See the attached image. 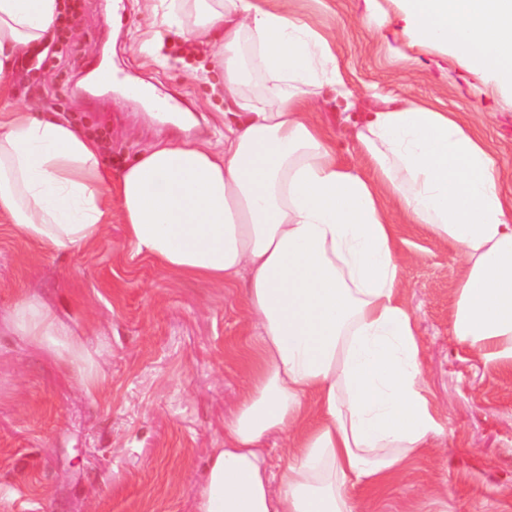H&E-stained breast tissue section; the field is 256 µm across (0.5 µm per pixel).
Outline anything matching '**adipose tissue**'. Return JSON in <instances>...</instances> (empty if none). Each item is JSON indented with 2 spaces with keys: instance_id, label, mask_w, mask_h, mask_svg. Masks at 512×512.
<instances>
[{
  "instance_id": "adipose-tissue-1",
  "label": "adipose tissue",
  "mask_w": 512,
  "mask_h": 512,
  "mask_svg": "<svg viewBox=\"0 0 512 512\" xmlns=\"http://www.w3.org/2000/svg\"><path fill=\"white\" fill-rule=\"evenodd\" d=\"M403 32L512 93V0H398ZM63 0H0V96L22 59L49 46ZM162 21L213 34L224 149L163 137L112 171L65 119L0 113V216L54 252L92 246L112 220L130 260L246 299L255 336L224 445L194 512H359L438 435L404 298L394 211L462 257L449 334L512 373V198L486 143L453 113L412 100L365 112L354 136L372 173L342 164L311 108L352 97L330 42L288 0H163ZM267 78L246 90L247 65ZM5 325L94 394L105 377L82 336L38 295ZM284 440L272 461L265 443Z\"/></svg>"
}]
</instances>
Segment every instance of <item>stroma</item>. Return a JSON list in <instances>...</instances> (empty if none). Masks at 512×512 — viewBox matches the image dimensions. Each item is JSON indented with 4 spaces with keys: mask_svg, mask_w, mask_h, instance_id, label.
I'll list each match as a JSON object with an SVG mask.
<instances>
[{
    "mask_svg": "<svg viewBox=\"0 0 512 512\" xmlns=\"http://www.w3.org/2000/svg\"><path fill=\"white\" fill-rule=\"evenodd\" d=\"M74 24L46 63L22 61L9 108L29 106L94 135L120 169L156 139L140 101L91 84L98 66L179 97L201 113L203 139L224 127V80L206 39L162 27L146 0H75ZM318 21L368 112L406 97L458 113L488 142L512 195V98L439 50L402 32L396 0H288ZM340 95L318 112L341 158L369 165L342 122ZM405 297L423 339V370L443 411L439 445L427 449L368 512H512V375L448 333L461 256L414 224L399 226ZM33 293L54 306L98 351L103 390L86 395L20 339L0 335V512H193L212 449L224 445L247 379L238 355L249 340L243 297L128 265L124 227L108 226L91 247L56 254L21 240L0 218V317Z\"/></svg>",
    "mask_w": 512,
    "mask_h": 512,
    "instance_id": "35a3bbf8",
    "label": "stroma"
}]
</instances>
